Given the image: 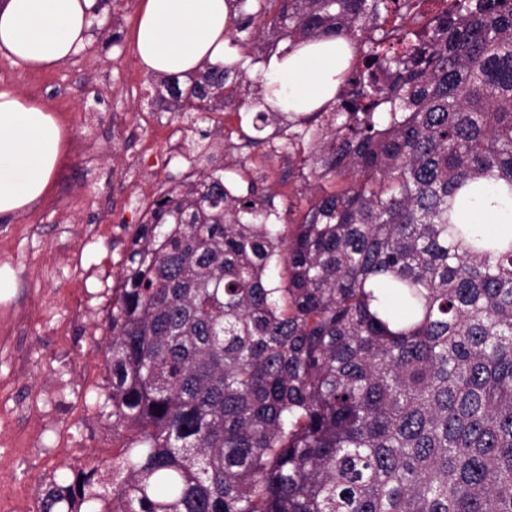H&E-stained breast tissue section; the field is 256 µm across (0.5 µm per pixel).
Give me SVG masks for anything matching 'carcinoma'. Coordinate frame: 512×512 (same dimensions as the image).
Here are the masks:
<instances>
[{"instance_id": "obj_1", "label": "carcinoma", "mask_w": 512, "mask_h": 512, "mask_svg": "<svg viewBox=\"0 0 512 512\" xmlns=\"http://www.w3.org/2000/svg\"><path fill=\"white\" fill-rule=\"evenodd\" d=\"M428 2L235 0L241 59L162 77L160 109L222 112L260 36L362 57L333 107L245 137L284 139L298 222L215 172L147 206L105 318L121 452L36 512H512V241L454 217L512 191V0Z\"/></svg>"}]
</instances>
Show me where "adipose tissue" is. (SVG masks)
I'll use <instances>...</instances> for the list:
<instances>
[{
	"label": "adipose tissue",
	"instance_id": "adipose-tissue-1",
	"mask_svg": "<svg viewBox=\"0 0 512 512\" xmlns=\"http://www.w3.org/2000/svg\"><path fill=\"white\" fill-rule=\"evenodd\" d=\"M229 0H142L134 40L140 66L153 74L223 66L239 51L227 36ZM99 0H0V52L25 68L57 66L83 49ZM342 40H316L271 56L264 67V102L297 115L331 101L352 56ZM61 130L43 103L0 91V217L41 200L62 152ZM457 213L480 235L512 237V197L493 185L459 201Z\"/></svg>",
	"mask_w": 512,
	"mask_h": 512
}]
</instances>
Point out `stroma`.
<instances>
[{
  "instance_id": "35a3bbf8",
  "label": "stroma",
  "mask_w": 512,
  "mask_h": 512,
  "mask_svg": "<svg viewBox=\"0 0 512 512\" xmlns=\"http://www.w3.org/2000/svg\"><path fill=\"white\" fill-rule=\"evenodd\" d=\"M140 0H103L104 31L52 68L51 80L0 55V90L40 99L56 114L63 158L50 192L0 223V512H34L37 491L62 465L111 461L122 439L99 416L106 371L105 309L118 281L130 233L163 189L200 171L191 151L215 144L216 163L238 190L248 182L277 195L280 215L298 219L306 203L284 179L287 152L236 148L227 131L252 132L253 95L238 88L220 113L184 117L145 106L158 76L138 64L132 33ZM132 132L112 140L113 123ZM81 242V257L66 243ZM80 447L72 456L70 443Z\"/></svg>"
}]
</instances>
